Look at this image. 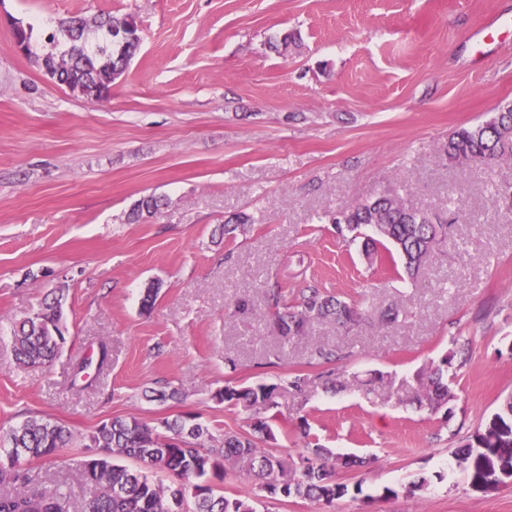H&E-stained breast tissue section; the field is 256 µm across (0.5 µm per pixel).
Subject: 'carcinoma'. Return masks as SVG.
Instances as JSON below:
<instances>
[{
	"instance_id": "cac0c4a2",
	"label": "carcinoma",
	"mask_w": 512,
	"mask_h": 512,
	"mask_svg": "<svg viewBox=\"0 0 512 512\" xmlns=\"http://www.w3.org/2000/svg\"><path fill=\"white\" fill-rule=\"evenodd\" d=\"M93 28H105L114 39L115 49L104 61L90 52L85 35ZM59 33L66 49L41 58L43 70L88 99H98L125 70L140 46L138 26L130 16L87 20L76 17L60 24ZM448 161L486 164L512 158V105L482 123L460 127L450 134ZM158 201L143 197L132 205L129 218L154 216ZM331 223L341 236L371 227L391 244L403 264L404 273L417 277L439 241L448 237V220L431 212L413 209L391 192L357 202L336 211ZM60 292L43 303L13 329L18 360L25 364H47L60 352L66 340L64 306ZM365 311L358 303L325 295L314 287L301 293L295 304L273 318L274 331L285 339L303 335L315 323L330 321L353 331L364 321ZM277 386L250 387L226 385L215 394L220 402L252 407L266 404ZM418 406L431 410L448 403V385L435 370L426 392L415 398ZM103 455L82 465V477L89 497L84 505L69 510V499L57 489H34L32 476L24 464L30 459L64 462L72 452L73 438L62 424L30 419L7 430L0 428V512H257L250 498H229L198 479L209 474L223 476L224 469L238 471L263 482L271 493L330 503L348 492L345 484L332 479L334 465L325 448L310 449L315 462L302 466L263 452L256 442L234 432L214 439L210 428L192 417L165 420L161 428L135 418L112 419L102 423L88 437ZM135 458L152 469L166 471L176 481L163 485L148 472L116 462ZM452 457L471 489L486 492L512 478V394L500 412L480 425Z\"/></svg>"
}]
</instances>
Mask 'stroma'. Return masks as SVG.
I'll use <instances>...</instances> for the list:
<instances>
[{
  "label": "stroma",
  "mask_w": 512,
  "mask_h": 512,
  "mask_svg": "<svg viewBox=\"0 0 512 512\" xmlns=\"http://www.w3.org/2000/svg\"><path fill=\"white\" fill-rule=\"evenodd\" d=\"M76 15L139 27L138 54L97 100L35 60ZM18 26L32 55L12 48ZM508 104L512 0H0V426L43 417L76 443L66 464L29 462L37 487L81 500L87 437L104 421L189 415L278 456L318 445L361 458L333 475L361 492L329 505L230 469L211 478L263 512H512V481L477 493L451 468L512 394V210L500 195L512 160L457 165L445 151L457 128ZM392 190L458 217L413 280L398 256L366 255L323 219ZM151 194L157 216L128 223ZM239 213L252 226L225 237ZM310 285L364 304L362 328L278 336L272 291L289 303ZM59 287L66 343L49 366L19 364L13 324ZM389 306L399 318L380 325ZM101 341L102 369L78 372ZM323 347L341 355L331 380ZM438 366L452 397L417 408ZM295 374L302 390L281 387ZM258 383L275 385L271 404L214 399ZM164 388L180 399L148 400ZM261 421L268 433H255Z\"/></svg>",
  "instance_id": "1"
}]
</instances>
